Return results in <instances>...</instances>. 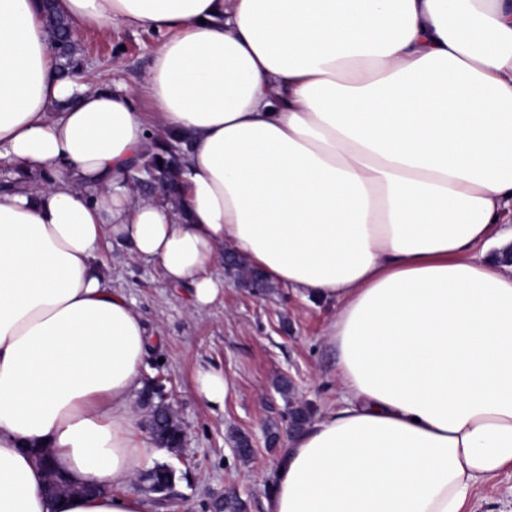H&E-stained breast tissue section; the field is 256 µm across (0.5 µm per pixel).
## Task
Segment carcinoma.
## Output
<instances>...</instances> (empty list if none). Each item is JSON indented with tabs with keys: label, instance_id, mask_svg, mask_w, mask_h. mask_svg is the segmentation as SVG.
<instances>
[{
	"label": "carcinoma",
	"instance_id": "obj_1",
	"mask_svg": "<svg viewBox=\"0 0 512 512\" xmlns=\"http://www.w3.org/2000/svg\"><path fill=\"white\" fill-rule=\"evenodd\" d=\"M45 20L52 37L58 74L69 77L81 68L82 48L72 36L68 21L53 8V0H44ZM188 142L182 137L168 134L165 138H152L151 148L143 156L142 163L133 166L128 180L140 194L174 202L178 194V173L183 165ZM246 288L269 293L275 285L262 280L255 269L246 265L230 268ZM150 430L160 447L179 448L183 443L182 429L173 412L163 403L153 405ZM141 479L148 494L155 497L168 494L175 481V470L167 463H158L145 471Z\"/></svg>",
	"mask_w": 512,
	"mask_h": 512
}]
</instances>
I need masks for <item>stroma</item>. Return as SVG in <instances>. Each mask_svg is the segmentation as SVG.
Here are the masks:
<instances>
[{"instance_id":"35a3bbf8","label":"stroma","mask_w":512,"mask_h":512,"mask_svg":"<svg viewBox=\"0 0 512 512\" xmlns=\"http://www.w3.org/2000/svg\"><path fill=\"white\" fill-rule=\"evenodd\" d=\"M77 39L84 49L85 81L110 79L132 92L139 90L158 45L152 33L125 27L107 34L81 31ZM99 256L113 287L133 302L152 335L142 381H162L185 430L179 453L159 457L176 471L173 498L164 512H213L212 502L232 492L243 502V512H265L279 455L266 445L269 427L285 431L289 400L308 402L317 411L340 397L336 355L322 337L334 307L311 303L286 287L252 295L225 277L218 258L212 273L223 278L224 293L197 311L189 288L170 287L156 261L131 258L109 240L102 242ZM206 365L221 369L234 384L223 409H212L196 391L197 372ZM282 379L291 381L290 395L277 390ZM238 435L253 444L248 459L235 450ZM465 512H512V471L504 472L496 486L480 489Z\"/></svg>"}]
</instances>
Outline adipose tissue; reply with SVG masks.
<instances>
[{"label":"adipose tissue","instance_id":"adipose-tissue-1","mask_svg":"<svg viewBox=\"0 0 512 512\" xmlns=\"http://www.w3.org/2000/svg\"><path fill=\"white\" fill-rule=\"evenodd\" d=\"M159 45L132 94L58 78L40 0H0V512H148L147 329L107 239L194 309L231 249L331 302L342 405L278 455L266 512H463L512 470V0H56ZM150 101L139 111L136 97ZM189 138L180 198L127 174ZM77 485L48 497L37 450Z\"/></svg>","mask_w":512,"mask_h":512}]
</instances>
